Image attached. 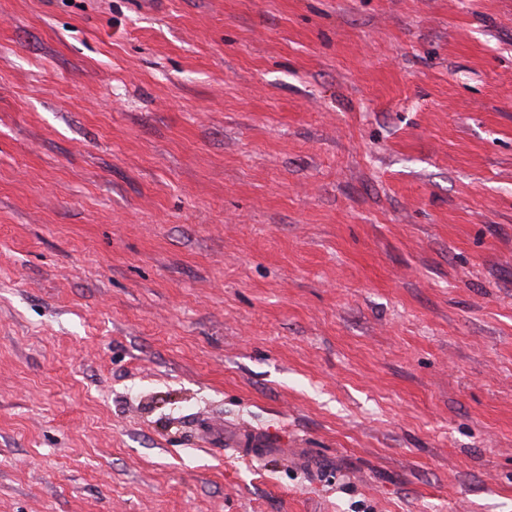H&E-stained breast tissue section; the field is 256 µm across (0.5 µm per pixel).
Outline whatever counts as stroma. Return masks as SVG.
Wrapping results in <instances>:
<instances>
[{
  "mask_svg": "<svg viewBox=\"0 0 512 512\" xmlns=\"http://www.w3.org/2000/svg\"><path fill=\"white\" fill-rule=\"evenodd\" d=\"M0 512H512V0H0Z\"/></svg>",
  "mask_w": 512,
  "mask_h": 512,
  "instance_id": "1",
  "label": "stroma"
}]
</instances>
